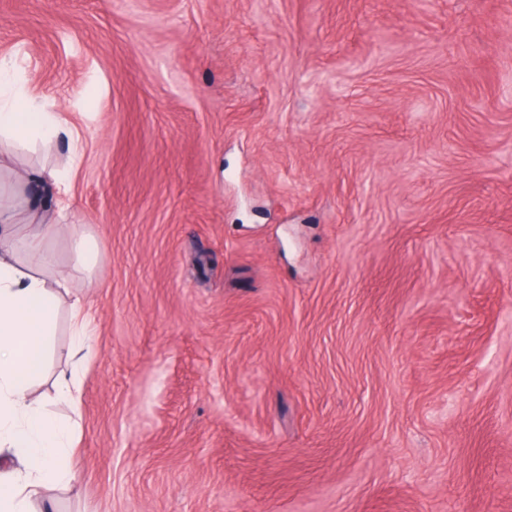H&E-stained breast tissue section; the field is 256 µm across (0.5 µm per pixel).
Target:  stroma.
Returning a JSON list of instances; mask_svg holds the SVG:
<instances>
[{
    "mask_svg": "<svg viewBox=\"0 0 512 512\" xmlns=\"http://www.w3.org/2000/svg\"><path fill=\"white\" fill-rule=\"evenodd\" d=\"M0 55L100 247L44 243L56 512H512V0H0ZM71 322L70 344L67 352L69 365L55 380L57 400L66 403L75 410L79 404L78 379L86 364L93 355L91 336L93 321L79 300L74 301L69 310Z\"/></svg>",
    "mask_w": 512,
    "mask_h": 512,
    "instance_id": "stroma-1",
    "label": "stroma"
}]
</instances>
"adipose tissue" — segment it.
<instances>
[{
    "instance_id": "adipose-tissue-1",
    "label": "adipose tissue",
    "mask_w": 512,
    "mask_h": 512,
    "mask_svg": "<svg viewBox=\"0 0 512 512\" xmlns=\"http://www.w3.org/2000/svg\"><path fill=\"white\" fill-rule=\"evenodd\" d=\"M58 114L45 111L41 101L16 93L0 103V137L14 142L49 143L68 135ZM64 207L32 204L27 220L16 207L0 200V512H31L33 497L48 485H65L75 476L68 466L74 446L71 423L29 402L30 385L45 371L49 338L58 318L57 291L66 279L49 283L46 272L54 258L40 242L68 232L77 265L93 268L98 244L79 226H62ZM32 253L21 258L19 241ZM69 365L55 380L57 400L70 408L79 404L78 379L93 355V321L80 302L70 306Z\"/></svg>"
}]
</instances>
